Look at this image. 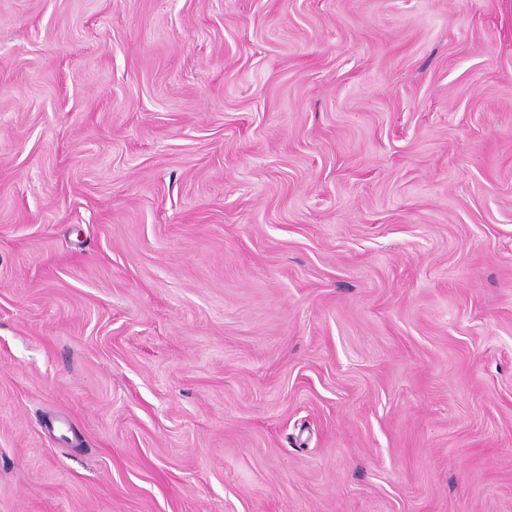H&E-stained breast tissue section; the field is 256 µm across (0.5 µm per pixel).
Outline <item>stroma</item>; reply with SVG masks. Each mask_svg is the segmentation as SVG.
Instances as JSON below:
<instances>
[{"label":"stroma","instance_id":"obj_1","mask_svg":"<svg viewBox=\"0 0 512 512\" xmlns=\"http://www.w3.org/2000/svg\"><path fill=\"white\" fill-rule=\"evenodd\" d=\"M0 512H512V0H0Z\"/></svg>","mask_w":512,"mask_h":512}]
</instances>
